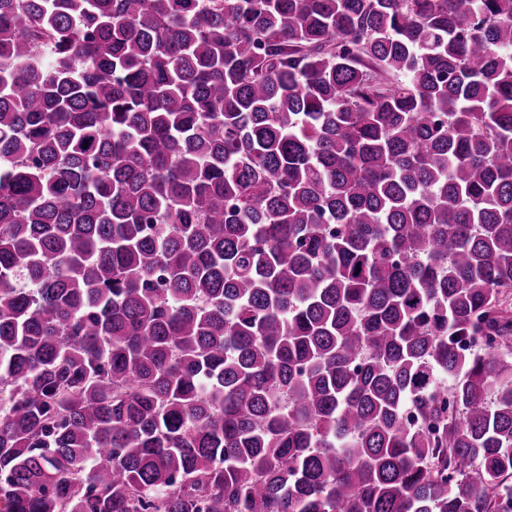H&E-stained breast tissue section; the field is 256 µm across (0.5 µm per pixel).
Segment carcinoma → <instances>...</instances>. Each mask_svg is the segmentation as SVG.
Wrapping results in <instances>:
<instances>
[{
  "label": "carcinoma",
  "instance_id": "cac0c4a2",
  "mask_svg": "<svg viewBox=\"0 0 512 512\" xmlns=\"http://www.w3.org/2000/svg\"><path fill=\"white\" fill-rule=\"evenodd\" d=\"M3 512H512V0H0Z\"/></svg>",
  "mask_w": 512,
  "mask_h": 512
}]
</instances>
